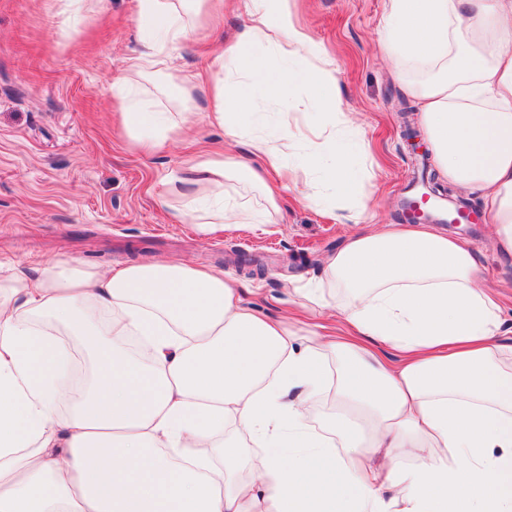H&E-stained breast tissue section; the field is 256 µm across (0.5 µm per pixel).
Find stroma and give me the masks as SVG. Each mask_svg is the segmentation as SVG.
<instances>
[{
  "mask_svg": "<svg viewBox=\"0 0 512 512\" xmlns=\"http://www.w3.org/2000/svg\"><path fill=\"white\" fill-rule=\"evenodd\" d=\"M138 0H87L78 12L64 0H0V261L28 268L71 258L109 270L132 262L184 260L252 282L246 300L266 317L288 305V281L317 276L321 259L356 227L357 205L333 195L320 178L308 186L319 203L299 202L275 185L282 214L258 230L225 225L201 235L173 221L179 200L170 189L192 153L224 141L206 120L202 94L183 113L196 137L172 138L160 152L130 150L113 121V80L139 49ZM301 21L336 59L339 93L358 126L348 158L372 166L377 221L402 224L416 155L403 136L418 125L413 100L393 79L377 48L383 0H301ZM214 34L199 30L170 57L187 74L205 71ZM259 130L289 127L305 135L302 115L255 99ZM440 193L476 214L472 224H446L475 251L482 277L502 293V317L512 327V263L498 255L479 193L438 183Z\"/></svg>",
  "mask_w": 512,
  "mask_h": 512,
  "instance_id": "35a3bbf8",
  "label": "stroma"
}]
</instances>
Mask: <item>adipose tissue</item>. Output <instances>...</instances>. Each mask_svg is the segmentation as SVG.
Returning a JSON list of instances; mask_svg holds the SVG:
<instances>
[{"label":"adipose tissue","instance_id":"1","mask_svg":"<svg viewBox=\"0 0 512 512\" xmlns=\"http://www.w3.org/2000/svg\"><path fill=\"white\" fill-rule=\"evenodd\" d=\"M138 7L162 35L112 84L128 138L165 148L168 113L128 95L161 72L183 101L205 90L227 140L186 162L175 221L205 234L270 223L275 196L255 209L225 181L264 184L299 151L301 172L319 170L368 216L370 172L336 156L357 131L336 63L297 0H251L204 86L169 67V50L220 0ZM378 47L419 106L441 178L479 192L512 260V0H385ZM301 83L310 135L252 134L254 98L287 108ZM241 138L250 160L233 151ZM288 295L346 335L313 330L295 348L223 272L184 262L103 272L51 260L27 273L0 262V512H512V341L467 243L424 224L356 230ZM42 319L80 338L91 382L69 388V345ZM328 393L336 412L318 429L310 416Z\"/></svg>","mask_w":512,"mask_h":512}]
</instances>
